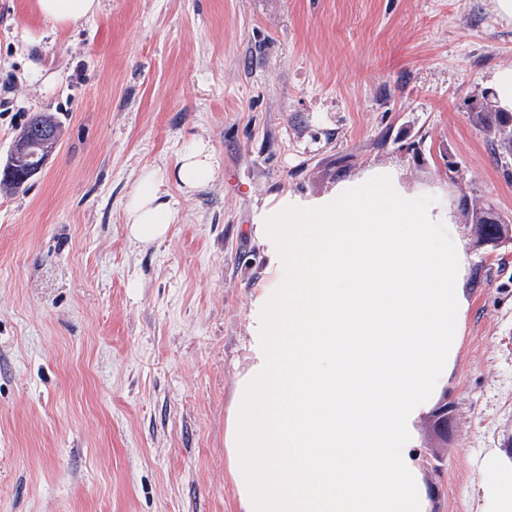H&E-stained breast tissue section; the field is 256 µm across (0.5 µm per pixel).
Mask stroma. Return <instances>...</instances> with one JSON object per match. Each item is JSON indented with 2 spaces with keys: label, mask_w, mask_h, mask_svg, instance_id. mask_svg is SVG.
<instances>
[{
  "label": "stroma",
  "mask_w": 512,
  "mask_h": 512,
  "mask_svg": "<svg viewBox=\"0 0 512 512\" xmlns=\"http://www.w3.org/2000/svg\"><path fill=\"white\" fill-rule=\"evenodd\" d=\"M509 64L491 0H101L64 30L0 0V161L34 113L62 124L40 174L0 185V512H240L226 437L270 277L256 213L390 167L512 220V154L467 114ZM198 140L213 180L164 182L165 240L133 242L140 173ZM454 229L465 326L410 452L428 512H485L483 470L512 481V244L476 249L459 208Z\"/></svg>",
  "instance_id": "stroma-1"
}]
</instances>
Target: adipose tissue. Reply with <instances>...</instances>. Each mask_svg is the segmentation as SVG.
<instances>
[{
  "label": "adipose tissue",
  "instance_id": "adipose-tissue-1",
  "mask_svg": "<svg viewBox=\"0 0 512 512\" xmlns=\"http://www.w3.org/2000/svg\"><path fill=\"white\" fill-rule=\"evenodd\" d=\"M100 9V0H36L40 18L59 27H68L92 17ZM215 174V159L205 142H198L193 150L176 162L173 174L186 190L207 186ZM166 175L159 170L142 173L125 204V222L133 241L149 246L161 242L174 220V211L160 194Z\"/></svg>",
  "mask_w": 512,
  "mask_h": 512
}]
</instances>
